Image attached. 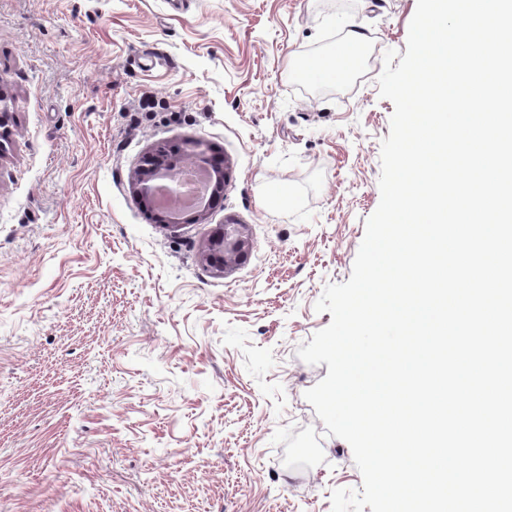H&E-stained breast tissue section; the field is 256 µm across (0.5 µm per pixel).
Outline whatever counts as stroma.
<instances>
[{"label":"stroma","mask_w":512,"mask_h":512,"mask_svg":"<svg viewBox=\"0 0 512 512\" xmlns=\"http://www.w3.org/2000/svg\"><path fill=\"white\" fill-rule=\"evenodd\" d=\"M417 0H0V512H332L362 490L305 397L380 202L383 55ZM365 36L337 82L306 72ZM230 164L205 221L163 228L143 154ZM243 224L245 263L200 259ZM171 150L176 156L185 155L194 157L200 168L210 170L206 164H211L205 157L202 144L198 141H184L172 145L160 146L154 151L148 152L142 157L141 164L135 172L132 187L141 204L148 209H158L156 200L158 198V180L164 178L167 181L169 193H179L188 183L185 180H179L171 169L170 162L167 159L166 151Z\"/></svg>","instance_id":"1"}]
</instances>
